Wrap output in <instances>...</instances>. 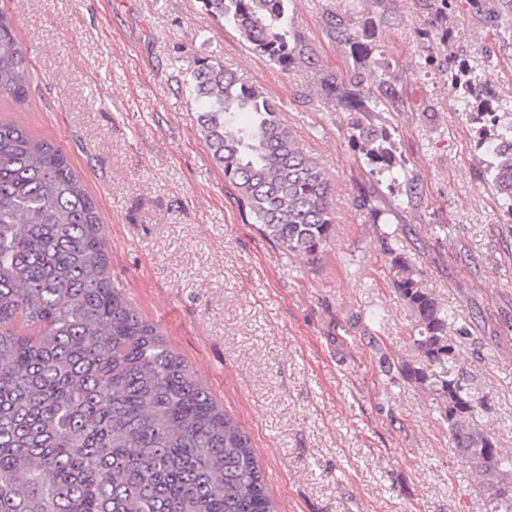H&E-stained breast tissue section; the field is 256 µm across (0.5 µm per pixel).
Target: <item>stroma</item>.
<instances>
[{"label": "stroma", "instance_id": "stroma-1", "mask_svg": "<svg viewBox=\"0 0 512 512\" xmlns=\"http://www.w3.org/2000/svg\"><path fill=\"white\" fill-rule=\"evenodd\" d=\"M31 60L2 106L67 154L106 225L112 280L251 439L279 512H485L448 430L412 384L415 320L379 235L394 233L454 336L500 447L512 448V224L452 77L467 65L512 97V0H293L318 69L254 54L201 0H0ZM394 95L381 105L406 170L388 190L320 78L370 88L340 29L364 18ZM220 61L264 92L331 179L336 233L291 253L236 205L198 130L191 75ZM372 207L360 206V191Z\"/></svg>", "mask_w": 512, "mask_h": 512}]
</instances>
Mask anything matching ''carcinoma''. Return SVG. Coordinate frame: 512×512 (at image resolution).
Instances as JSON below:
<instances>
[{
    "mask_svg": "<svg viewBox=\"0 0 512 512\" xmlns=\"http://www.w3.org/2000/svg\"><path fill=\"white\" fill-rule=\"evenodd\" d=\"M283 70L312 64L288 30L291 0H202ZM356 67L395 89L370 51ZM30 62L0 12V99L27 101ZM465 116L486 121L475 73L455 77ZM197 124L236 204L289 252L314 255L336 232L328 174L300 149L276 103L206 58L191 76ZM316 94L356 114L364 162L390 185L406 176L381 100L320 81ZM493 115L487 173L512 223V104ZM393 287L413 311L419 360L390 362L427 394L457 456L482 473L486 512H512V455L487 425L488 401L460 369L451 314L392 235L380 234ZM0 512H277L250 436L192 366L112 284L105 225L67 154L0 121Z\"/></svg>",
    "mask_w": 512,
    "mask_h": 512,
    "instance_id": "carcinoma-1",
    "label": "carcinoma"
}]
</instances>
